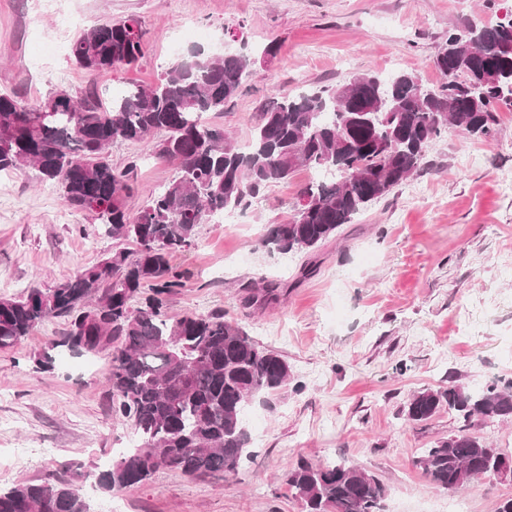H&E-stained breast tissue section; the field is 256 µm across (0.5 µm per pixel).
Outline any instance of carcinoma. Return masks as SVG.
I'll use <instances>...</instances> for the list:
<instances>
[{"label": "carcinoma", "mask_w": 512, "mask_h": 512, "mask_svg": "<svg viewBox=\"0 0 512 512\" xmlns=\"http://www.w3.org/2000/svg\"><path fill=\"white\" fill-rule=\"evenodd\" d=\"M507 26L512 19L448 32V41L474 50L466 65L481 82L476 89L459 79L443 46L432 59L443 79L437 88L408 72L389 78L363 73L346 83L344 99L337 86L274 95L257 113L246 150L224 128L204 121L241 92L252 68V57L243 53H190L157 84L130 89L109 104L92 91L78 96L61 89L21 112L14 97L0 93V171L34 167L41 180L59 186L68 206L93 214L112 239L135 246L52 288L0 298V352L55 317L66 318L68 329L34 358L36 368L51 367L58 348L76 355L111 349L106 381L112 412L131 424L139 441L99 474L101 489L143 483L160 467L196 478L237 473L251 457L241 415L259 394L288 384V362L224 313L170 314L168 295L181 287L171 255L189 249L197 228L214 214L249 207L267 185L300 169L333 177L301 191L307 212L268 225L264 244L281 254L312 251L419 173L429 146L448 127L493 136L499 112L512 110ZM70 54L91 74L112 71L144 57V35L133 19L100 24L78 36ZM157 132L164 139L153 146L155 155L175 164L178 176L134 211L132 169L112 167L108 150ZM381 143L388 152L379 150ZM352 166L372 177L344 179L342 169ZM278 291L279 283L264 279L244 303L265 306ZM445 405L459 414L463 428L424 449L419 464L433 485L457 491L500 460H512L468 432L475 419L512 417V382L480 393L458 385L413 393L407 418L426 421ZM284 478L305 512H384V485L345 460L300 461ZM0 512L91 509L64 480L0 489Z\"/></svg>", "instance_id": "cac0c4a2"}]
</instances>
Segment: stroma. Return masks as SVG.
<instances>
[{
  "label": "stroma",
  "mask_w": 512,
  "mask_h": 512,
  "mask_svg": "<svg viewBox=\"0 0 512 512\" xmlns=\"http://www.w3.org/2000/svg\"><path fill=\"white\" fill-rule=\"evenodd\" d=\"M0 0V92L26 106L53 92L95 87L101 98L154 85L191 47L214 36L256 57L241 93L207 123L237 145L275 92L333 87L368 71L417 73L441 83L431 59L449 31L504 18L512 0ZM86 27L128 18L145 33L146 55L132 67L95 75L77 67L74 34L60 16ZM280 46L262 59L269 42ZM114 167L134 169L132 206L176 175L152 144L113 145ZM426 168L320 248L282 255L261 243L268 225L288 220L314 171L298 170L265 188L262 207L232 223L200 225L194 245L172 259L182 287L171 314L224 310L254 340L290 366L287 386L255 399L244 414L253 456L224 479H193L165 468L120 491L100 489V472L126 449L134 431L112 412L108 351H55L54 367L33 358L60 338L64 320L38 326L0 353V487L71 481L93 512H304L283 480L299 460L346 459L378 478L386 512H444L450 491L431 484L423 449L457 433L455 411L411 422L410 394L451 384L477 392L512 379V111L495 139L450 128L428 149ZM119 247L85 211L69 207L37 171L0 172V298L50 288ZM309 263L316 271L301 277ZM279 283L276 303L243 307L254 280ZM461 495L471 512H496L512 497V478L475 480Z\"/></svg>",
  "instance_id": "obj_1"
}]
</instances>
